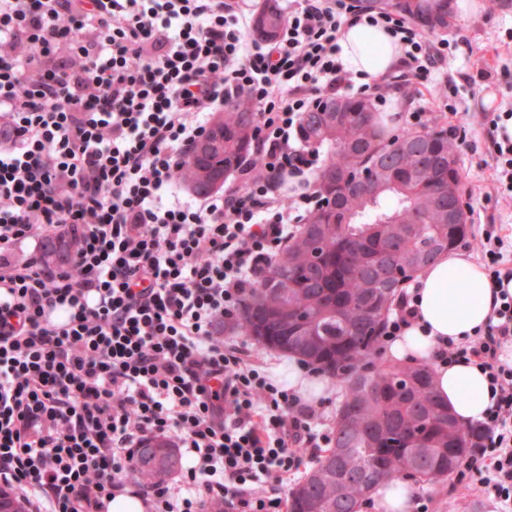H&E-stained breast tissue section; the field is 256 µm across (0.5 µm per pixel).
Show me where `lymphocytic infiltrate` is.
I'll return each mask as SVG.
<instances>
[{
	"label": "lymphocytic infiltrate",
	"instance_id": "obj_1",
	"mask_svg": "<svg viewBox=\"0 0 512 512\" xmlns=\"http://www.w3.org/2000/svg\"><path fill=\"white\" fill-rule=\"evenodd\" d=\"M276 41L248 36L245 0H0V485L28 512H278L273 486L328 447L321 414L241 346L234 314L319 206L318 156L297 137L325 97L386 104L398 77L456 85L405 18L352 0H289ZM383 25L396 75L355 81L340 57L349 23ZM244 95L259 108L240 186L163 200L213 113ZM488 197L512 199V135L492 140ZM71 237L59 262L12 252ZM475 253L497 288L474 335L435 361L474 365L489 404L464 465L512 512V239L485 225ZM177 439L179 490L134 480L133 451Z\"/></svg>",
	"mask_w": 512,
	"mask_h": 512
}]
</instances>
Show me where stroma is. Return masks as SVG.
Wrapping results in <instances>:
<instances>
[{
    "label": "stroma",
    "instance_id": "1",
    "mask_svg": "<svg viewBox=\"0 0 512 512\" xmlns=\"http://www.w3.org/2000/svg\"><path fill=\"white\" fill-rule=\"evenodd\" d=\"M451 9L447 29L435 32V39L466 37L456 56L440 63L442 76L459 89V120L470 121L467 145L458 147V164L466 178L468 230L477 232L486 224H497L512 237V200L486 201L482 195L491 180L489 156L491 134L476 124L477 113L512 109V0H448ZM490 77L473 83L477 72ZM419 109L439 112L437 88L409 84L405 94L391 95L384 105L390 135L405 132L403 112ZM415 501L429 500L430 512H496L492 498L479 495L471 483L451 477L435 485H413Z\"/></svg>",
    "mask_w": 512,
    "mask_h": 512
}]
</instances>
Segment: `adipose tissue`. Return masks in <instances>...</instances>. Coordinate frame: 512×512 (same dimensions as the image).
I'll use <instances>...</instances> for the list:
<instances>
[{
    "label": "adipose tissue",
    "mask_w": 512,
    "mask_h": 512,
    "mask_svg": "<svg viewBox=\"0 0 512 512\" xmlns=\"http://www.w3.org/2000/svg\"><path fill=\"white\" fill-rule=\"evenodd\" d=\"M339 44L346 68L378 77L401 55L400 45L382 27L357 24L346 28ZM417 324L396 341L390 354L397 359H429L439 339L462 337L484 325L493 294L485 270L460 252L442 253L417 275ZM441 403L459 424L480 420L489 402L488 385L478 368L459 363L433 364Z\"/></svg>",
    "instance_id": "1"
}]
</instances>
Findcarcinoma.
I'll return each instance as SVG.
<instances>
[{
    "label": "carcinoma",
    "mask_w": 512,
    "mask_h": 512,
    "mask_svg": "<svg viewBox=\"0 0 512 512\" xmlns=\"http://www.w3.org/2000/svg\"><path fill=\"white\" fill-rule=\"evenodd\" d=\"M365 9L391 8L425 32L448 17V0H364ZM323 115L302 117L299 138L327 155L317 174L331 200L301 225L273 258L269 270L230 325L259 348L317 363L343 380L334 436L306 477L289 493L287 512H356L380 486L402 478L434 484L451 477L470 452V433L435 396L426 363L377 361L376 343L399 289L376 278L382 265L419 271L467 235V224H448L437 196L453 179L462 187L456 147L435 130L385 137L377 113L360 99H327ZM224 146L205 163L189 158L178 179L194 194L214 169L229 173L254 146L255 105L240 96L220 113ZM381 167L378 184L350 186L355 167ZM336 183L324 184L327 172ZM149 447L172 459L155 464L134 452L136 473L157 482L181 467L178 449L164 439Z\"/></svg>",
    "instance_id": "obj_1"
}]
</instances>
